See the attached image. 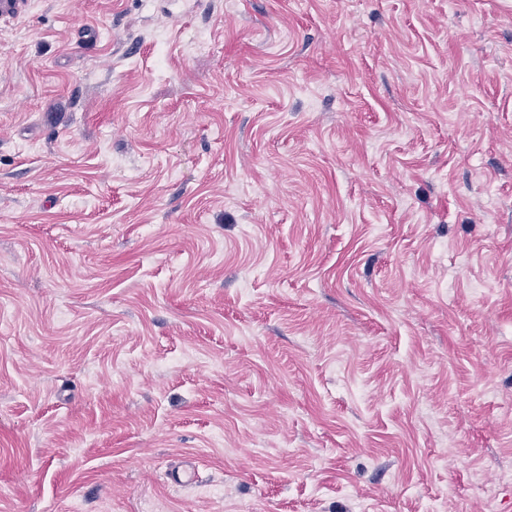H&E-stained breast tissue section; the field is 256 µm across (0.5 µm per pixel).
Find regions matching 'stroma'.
<instances>
[{
	"instance_id": "obj_1",
	"label": "stroma",
	"mask_w": 512,
	"mask_h": 512,
	"mask_svg": "<svg viewBox=\"0 0 512 512\" xmlns=\"http://www.w3.org/2000/svg\"><path fill=\"white\" fill-rule=\"evenodd\" d=\"M506 472L512 0L0 15V512H512Z\"/></svg>"
}]
</instances>
